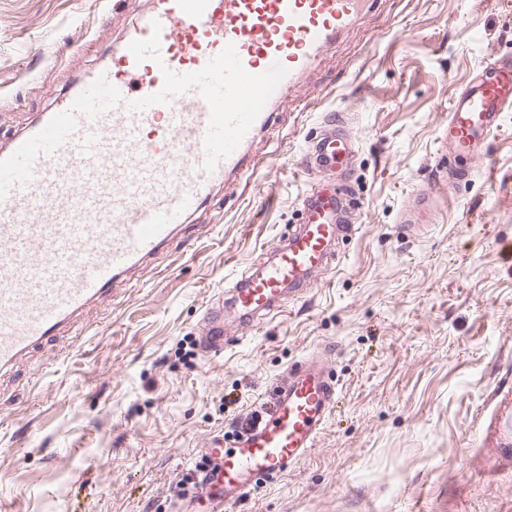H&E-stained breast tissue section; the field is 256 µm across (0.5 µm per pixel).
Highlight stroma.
Wrapping results in <instances>:
<instances>
[{"instance_id": "1", "label": "stroma", "mask_w": 512, "mask_h": 512, "mask_svg": "<svg viewBox=\"0 0 512 512\" xmlns=\"http://www.w3.org/2000/svg\"><path fill=\"white\" fill-rule=\"evenodd\" d=\"M148 0H0V145L108 63ZM512 58V0H374L284 94L253 174L0 375V512H175L212 438L296 361L340 397L315 448L229 512H512V110L457 189L427 173L455 94ZM362 206L342 258L282 313L203 356L205 306L299 222L295 164L327 114ZM434 213L401 217L416 194Z\"/></svg>"}]
</instances>
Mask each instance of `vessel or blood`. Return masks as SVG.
Instances as JSON below:
<instances>
[{"label":"vessel or blood","mask_w":512,"mask_h":512,"mask_svg":"<svg viewBox=\"0 0 512 512\" xmlns=\"http://www.w3.org/2000/svg\"><path fill=\"white\" fill-rule=\"evenodd\" d=\"M373 0H153L99 69L0 150V370L106 294L113 281L186 228L213 188L255 168L248 150L284 90ZM512 109V64H491L451 103L442 138L469 176L481 141ZM355 143L343 129L310 142L301 172L348 174ZM345 187L312 188L302 222L244 271L201 338L224 351V328L256 327L300 294L352 227ZM325 356L289 368L267 415L232 443L214 440V465L196 471L194 512H226L258 481L285 475L316 445L336 406Z\"/></svg>","instance_id":"obj_1"}]
</instances>
